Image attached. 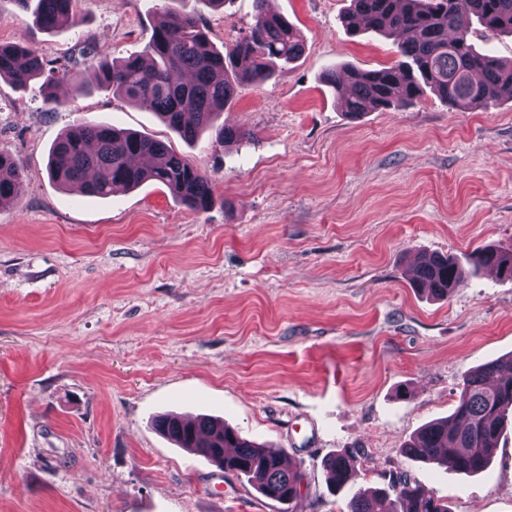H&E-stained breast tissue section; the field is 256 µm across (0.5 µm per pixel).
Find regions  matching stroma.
I'll return each instance as SVG.
<instances>
[{
  "label": "stroma",
  "instance_id": "obj_1",
  "mask_svg": "<svg viewBox=\"0 0 512 512\" xmlns=\"http://www.w3.org/2000/svg\"><path fill=\"white\" fill-rule=\"evenodd\" d=\"M348 6L271 0L305 50L240 90L221 120L255 138L225 146L78 86L92 65L145 52L163 0H76L77 26L54 32L0 0V44L70 74L55 110L40 86L0 80V151L25 180L0 208V512H281L163 437L166 413L285 449L303 474L291 512H347L401 473L450 512H512V422L474 476L400 453L452 412L470 368L512 354V282L485 271L437 301L410 276L422 251L512 248V100L452 109L427 90L348 119L325 71L376 69L396 50L348 33ZM195 8L220 49L254 22V0ZM94 122L170 144L210 177L213 206L154 182L105 199L60 186L52 145ZM339 448L361 468L333 495L322 459Z\"/></svg>",
  "mask_w": 512,
  "mask_h": 512
}]
</instances>
